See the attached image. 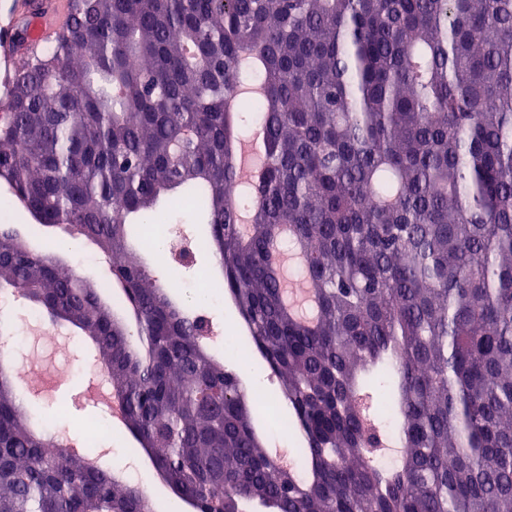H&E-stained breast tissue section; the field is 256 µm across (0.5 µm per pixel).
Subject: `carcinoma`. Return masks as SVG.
Returning a JSON list of instances; mask_svg holds the SVG:
<instances>
[{
    "mask_svg": "<svg viewBox=\"0 0 512 512\" xmlns=\"http://www.w3.org/2000/svg\"><path fill=\"white\" fill-rule=\"evenodd\" d=\"M0 101V182L94 242L133 308L0 227V288L89 337L125 427L195 512H512V0H71ZM264 113L257 173L239 117ZM193 201L279 380L304 478L255 395L127 243ZM252 200L249 230L238 196ZM304 265L312 319L270 246ZM398 417L395 466L377 408ZM0 368V512H153L55 444Z\"/></svg>",
    "mask_w": 512,
    "mask_h": 512,
    "instance_id": "1",
    "label": "carcinoma"
}]
</instances>
